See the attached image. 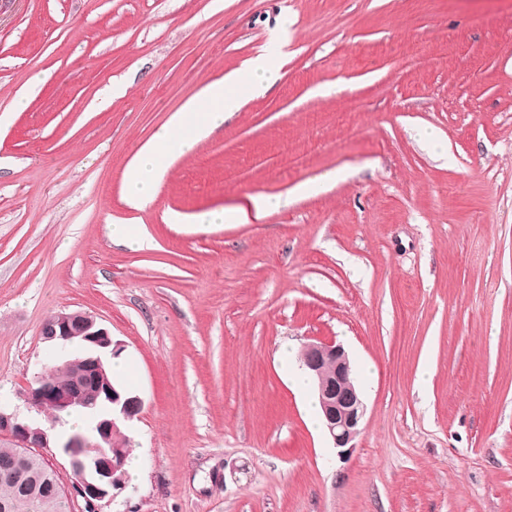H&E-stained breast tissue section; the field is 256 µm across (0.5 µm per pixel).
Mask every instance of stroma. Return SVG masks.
<instances>
[{
  "label": "stroma",
  "mask_w": 512,
  "mask_h": 512,
  "mask_svg": "<svg viewBox=\"0 0 512 512\" xmlns=\"http://www.w3.org/2000/svg\"><path fill=\"white\" fill-rule=\"evenodd\" d=\"M284 12L279 79L132 210L142 143ZM337 168L258 224L166 219ZM133 220L154 248L113 243ZM62 310L123 344L144 401L103 512H512V0H0V407L45 428L20 392ZM317 340L367 405L345 460L281 358ZM347 178L345 169H334L321 175L317 180L311 182H300L294 185L288 192L290 197H302L311 192H323L339 181Z\"/></svg>",
  "instance_id": "stroma-1"
}]
</instances>
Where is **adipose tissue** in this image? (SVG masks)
I'll use <instances>...</instances> for the list:
<instances>
[{"label":"adipose tissue","mask_w":512,"mask_h":512,"mask_svg":"<svg viewBox=\"0 0 512 512\" xmlns=\"http://www.w3.org/2000/svg\"><path fill=\"white\" fill-rule=\"evenodd\" d=\"M288 42V23L280 21L269 33L267 43L247 59L241 68L202 86L173 112L161 130L142 144L126 166L123 188L130 208L145 209L172 163L194 145L206 139L226 117L239 111L246 99L263 95L280 76L278 59ZM278 196H251L247 205L188 217L168 216L169 223L257 224L281 207Z\"/></svg>","instance_id":"1"}]
</instances>
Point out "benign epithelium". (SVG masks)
Listing matches in <instances>:
<instances>
[{
    "label": "benign epithelium",
    "mask_w": 512,
    "mask_h": 512,
    "mask_svg": "<svg viewBox=\"0 0 512 512\" xmlns=\"http://www.w3.org/2000/svg\"><path fill=\"white\" fill-rule=\"evenodd\" d=\"M42 335L64 345L71 341L83 345L87 349V358L65 386L52 381L57 366L45 368L40 380L23 390L22 397L28 408L39 412L54 409L60 417L74 407L87 384L96 387L105 410L95 415L92 431L105 443V448L95 457L85 459L81 451L83 439L74 438L67 455L74 479L62 486V491L69 501L74 498L83 501L81 512H102V502L110 492L122 489L125 484L120 454L112 453V435L119 423L128 424L139 417L143 401L139 395L121 391L107 380L104 360L120 355L121 345L112 341L110 332L93 315L84 311L58 312L46 321ZM300 363L317 377V397L326 433L338 449V456L344 459L356 448L366 411L354 382L349 355L340 344L309 342L302 348ZM0 439L19 449L14 467L0 471V485L11 484L19 477L22 468L28 464L29 451L48 448L51 444L46 430L2 409Z\"/></svg>",
    "instance_id": "benign-epithelium-1"
}]
</instances>
